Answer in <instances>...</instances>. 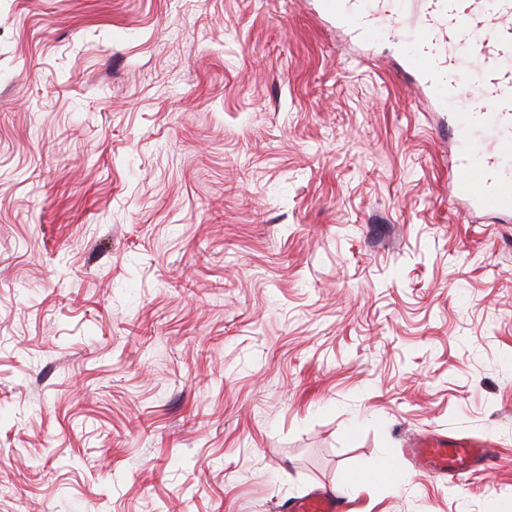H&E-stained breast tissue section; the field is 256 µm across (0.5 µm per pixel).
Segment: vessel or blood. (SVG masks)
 <instances>
[{
    "mask_svg": "<svg viewBox=\"0 0 512 512\" xmlns=\"http://www.w3.org/2000/svg\"><path fill=\"white\" fill-rule=\"evenodd\" d=\"M411 0H318V12L357 40L397 31ZM401 70L426 100L451 115L457 152L454 193L484 212L512 210V0H423L410 36L397 42ZM491 104L474 109V97ZM407 453L421 470L463 477L485 466L486 443L418 436ZM290 512H341L338 497L317 493Z\"/></svg>",
    "mask_w": 512,
    "mask_h": 512,
    "instance_id": "b4317fda",
    "label": "vessel or blood"
}]
</instances>
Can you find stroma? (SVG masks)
<instances>
[{
  "mask_svg": "<svg viewBox=\"0 0 512 512\" xmlns=\"http://www.w3.org/2000/svg\"><path fill=\"white\" fill-rule=\"evenodd\" d=\"M394 52L311 0H0V512H512V212ZM407 447L419 468L433 475L454 473L463 478L485 466L491 457L485 442L466 437L418 436L410 439ZM289 510L291 512H341V503L337 496L317 493L293 502Z\"/></svg>",
  "mask_w": 512,
  "mask_h": 512,
  "instance_id": "obj_1",
  "label": "stroma"
}]
</instances>
